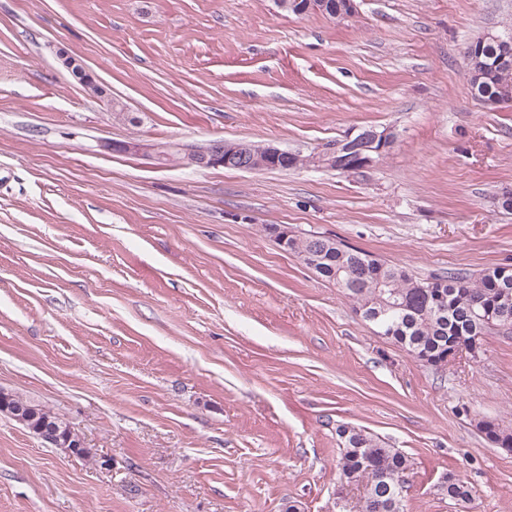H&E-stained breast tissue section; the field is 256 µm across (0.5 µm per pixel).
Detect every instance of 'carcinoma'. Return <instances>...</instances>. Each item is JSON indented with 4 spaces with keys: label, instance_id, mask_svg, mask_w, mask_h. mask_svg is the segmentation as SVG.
<instances>
[{
    "label": "carcinoma",
    "instance_id": "carcinoma-1",
    "mask_svg": "<svg viewBox=\"0 0 512 512\" xmlns=\"http://www.w3.org/2000/svg\"><path fill=\"white\" fill-rule=\"evenodd\" d=\"M501 84H512V67H498L474 78L475 97L487 102ZM288 252L322 279L342 289L352 311L373 325L416 360L429 364L448 352V344L481 341L495 334L512 336V280L496 278L498 267L477 274L448 271L427 279L360 249L346 250L327 236L297 233ZM30 408L25 427L34 432L49 420L58 425L62 440L76 443L70 425L45 406L0 389V407ZM343 448L338 461L340 479L363 489L356 512H403L400 478L410 461L398 449L357 428L341 427ZM441 489L452 501L470 499L461 480L448 476Z\"/></svg>",
    "mask_w": 512,
    "mask_h": 512
}]
</instances>
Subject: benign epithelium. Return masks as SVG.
Wrapping results in <instances>:
<instances>
[{"mask_svg": "<svg viewBox=\"0 0 512 512\" xmlns=\"http://www.w3.org/2000/svg\"><path fill=\"white\" fill-rule=\"evenodd\" d=\"M283 9L295 10L298 15L307 12H319L334 18L344 19L352 16L356 11L355 0H278ZM487 41H496L503 44L500 58L493 64L479 65V68L493 69L499 65L512 64V43L499 36L484 35L481 39L469 44L467 54L481 61L482 46ZM395 141V133L389 128L381 131L376 129L365 137V145L359 146L360 139L347 136L344 141L330 145L328 148L312 153L303 158L296 156V161L305 165L322 166L342 170L349 167L351 170L364 172L374 168L388 153ZM290 155V152L273 145H261L244 141L223 140L215 143V147L181 148L178 160L208 166L222 163L229 166L235 160H241V169L248 171H262L279 166V161ZM38 438L44 443L62 448L68 447L59 438V432L52 424L43 425L38 431Z\"/></svg>", "mask_w": 512, "mask_h": 512, "instance_id": "obj_1", "label": "benign epithelium"}]
</instances>
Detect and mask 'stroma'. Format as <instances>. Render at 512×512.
Masks as SVG:
<instances>
[{"label":"stroma","mask_w":512,"mask_h":512,"mask_svg":"<svg viewBox=\"0 0 512 512\" xmlns=\"http://www.w3.org/2000/svg\"><path fill=\"white\" fill-rule=\"evenodd\" d=\"M512 0H0V388L88 453L0 415V512H336L341 426L411 462L404 512H512V338L423 365L264 232L320 233L427 278L512 266V103L464 49ZM75 57L107 90L64 66ZM397 133L373 170L167 164L104 142L302 154ZM453 475L472 491L449 501ZM278 0L280 8L295 9L297 15L307 12H319L334 18L344 19L352 16L356 11L355 0ZM298 5V6H297ZM294 13L293 11H289ZM294 13V14H295ZM12 404H21L30 408V420L28 421V423L22 425L25 426L30 431H32L34 434H36V430L42 421L49 420L50 422L57 424L58 427L60 428L62 440H69V442L62 444L59 438V432L56 429V427L52 424L46 423L39 429L37 436L47 445H51L58 448L70 449L72 453H75L76 455L80 456H84L88 453L87 449L83 448V442L80 439V437L76 436V434L71 429L70 425L57 414L51 412L44 405L35 403L34 401H31L29 399H23L16 394H13L4 389H0V412L2 410L1 408L3 405L9 406ZM72 436H76V439L72 438ZM76 440L78 441L79 445H73L71 448H67L68 444L72 445L74 443H77Z\"/></svg>","instance_id":"obj_1"}]
</instances>
